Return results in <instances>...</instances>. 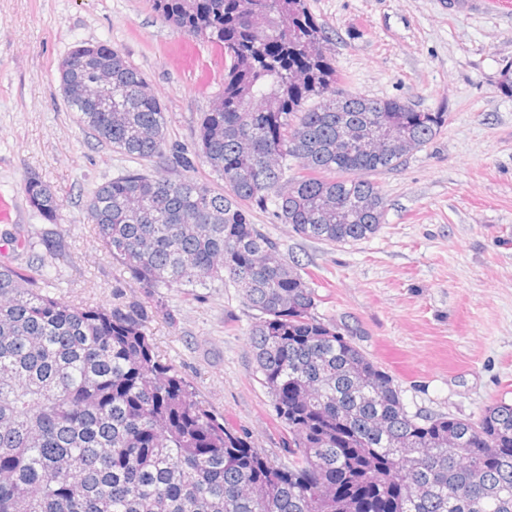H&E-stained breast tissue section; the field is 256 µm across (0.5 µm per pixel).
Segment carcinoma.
I'll return each instance as SVG.
<instances>
[{
    "label": "carcinoma",
    "instance_id": "obj_1",
    "mask_svg": "<svg viewBox=\"0 0 512 512\" xmlns=\"http://www.w3.org/2000/svg\"><path fill=\"white\" fill-rule=\"evenodd\" d=\"M165 21L224 45V92L197 149L168 140L159 100L107 43L61 88L112 68V108L67 99L99 143L158 159L99 185L86 212L145 288H236L256 311L259 383L288 432V464L250 446L154 356L144 312L71 306L51 265H0V512H512V403L477 418L407 412L401 391L321 302L302 265L253 222L273 215L328 245L373 237L394 170L446 122L399 99L344 95L307 0H152ZM318 99L304 109L310 98ZM377 121L380 143L366 140ZM201 158L224 181L194 179ZM294 171L288 176V171ZM23 193L56 222L41 180Z\"/></svg>",
    "mask_w": 512,
    "mask_h": 512
}]
</instances>
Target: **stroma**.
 I'll return each instance as SVG.
<instances>
[{"label": "stroma", "mask_w": 512, "mask_h": 512, "mask_svg": "<svg viewBox=\"0 0 512 512\" xmlns=\"http://www.w3.org/2000/svg\"><path fill=\"white\" fill-rule=\"evenodd\" d=\"M325 27L338 88L399 98L448 119L394 170L371 176L385 201L379 232L329 246L296 235L271 211L253 221L299 260L321 315L401 391L409 414L478 417L512 403V97L497 88L512 63V0H308ZM106 42L142 72L169 141L195 148L200 120L224 89V50L166 23L151 0H0V192L15 196L0 265L51 258L52 296L68 304L137 305L161 363L251 446L287 463L286 435L254 372L253 312L232 288H142L102 246L86 201L137 160L76 122L57 77L77 46ZM38 177L60 219L38 218L22 191Z\"/></svg>", "instance_id": "35a3bbf8"}]
</instances>
